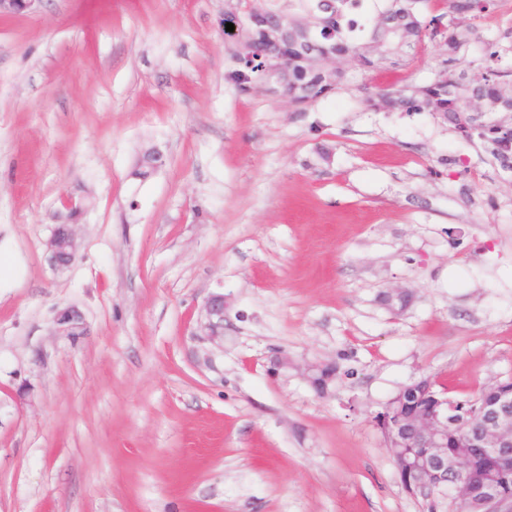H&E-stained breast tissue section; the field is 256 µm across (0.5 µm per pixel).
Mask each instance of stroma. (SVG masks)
<instances>
[{
  "mask_svg": "<svg viewBox=\"0 0 512 512\" xmlns=\"http://www.w3.org/2000/svg\"><path fill=\"white\" fill-rule=\"evenodd\" d=\"M227 6L0 17V512H423L375 415L425 374L455 397L512 377V171L364 102L431 82L445 46L299 112L227 80ZM218 294L220 348L198 334ZM324 362L322 396L298 370ZM77 224H58L47 243L50 261L54 266H67L72 263L79 249Z\"/></svg>",
  "mask_w": 512,
  "mask_h": 512,
  "instance_id": "obj_1",
  "label": "stroma"
}]
</instances>
